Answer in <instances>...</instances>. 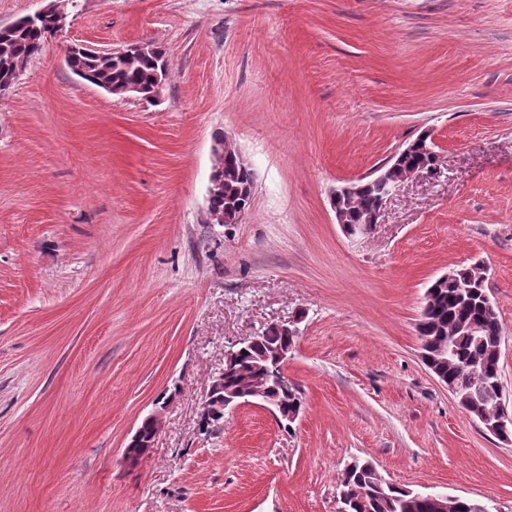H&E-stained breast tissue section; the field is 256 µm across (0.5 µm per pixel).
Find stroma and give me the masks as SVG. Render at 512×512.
<instances>
[{
  "label": "stroma",
  "instance_id": "stroma-1",
  "mask_svg": "<svg viewBox=\"0 0 512 512\" xmlns=\"http://www.w3.org/2000/svg\"><path fill=\"white\" fill-rule=\"evenodd\" d=\"M0 98V512H338V476L512 512V440L420 357L430 281L482 262L512 406V0H75ZM161 47L159 104L67 45ZM429 134L439 163L347 234L330 193ZM255 176L208 221L216 137ZM299 323L291 427L198 429L224 353ZM138 465L125 447L155 410ZM143 421L152 425L153 433L149 437H143L140 426L137 428L134 435L131 437L130 442L128 443L131 444L132 447L137 448V450L135 452H125V460L131 466L137 465L140 459L147 453L149 448L152 447L154 438L160 432L163 425L162 413L157 411L149 415Z\"/></svg>",
  "mask_w": 512,
  "mask_h": 512
}]
</instances>
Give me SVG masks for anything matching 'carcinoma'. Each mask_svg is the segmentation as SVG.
Wrapping results in <instances>:
<instances>
[{
    "label": "carcinoma",
    "instance_id": "cac0c4a2",
    "mask_svg": "<svg viewBox=\"0 0 512 512\" xmlns=\"http://www.w3.org/2000/svg\"><path fill=\"white\" fill-rule=\"evenodd\" d=\"M70 0H56V15L42 18L34 23L21 16L13 28L0 30V89L7 91L18 81V74L25 70L27 63L39 55L48 39L59 34L58 19L69 18L67 3ZM68 68L78 77L94 85L106 84L116 89L136 85L149 93L155 89L158 79L167 71L165 52L159 47L142 54L113 52L107 56L89 54L79 46L68 48ZM428 138L413 140V147L400 158L403 166L429 165L432 163L427 147ZM223 169L224 185L209 203V212L214 221L234 223L240 206L248 201L254 191V180L240 168L234 154L228 153L218 160ZM364 189L355 197H341L337 200L338 210L344 216V226H356L379 205L380 192L370 177L362 179ZM472 324L473 335L458 334L456 327ZM420 339H429L426 367L448 376V381L460 385L457 396L459 405L472 418L480 420L479 407L491 403L483 400L497 392L502 382L500 358L496 348L504 341L499 315L487 288L483 268L479 264L448 271V278L436 279L431 283L430 298L421 308L418 323ZM284 344L283 336L272 326L266 328L253 346L245 350L239 367L245 373L231 372L224 375V394L239 391L255 382L267 386V394L276 401L284 402L288 410L303 409V392L295 385H288V394H283L280 383L262 371L267 363L262 356L273 348ZM445 345L448 355L440 357L434 347ZM480 362L482 370L473 381L466 384L465 377L471 364ZM337 497L343 512H436L435 505L419 496V493L383 479L372 462L354 460L341 472L338 478ZM445 512H491L490 508L476 500L455 498L448 500Z\"/></svg>",
    "mask_w": 512,
    "mask_h": 512
}]
</instances>
